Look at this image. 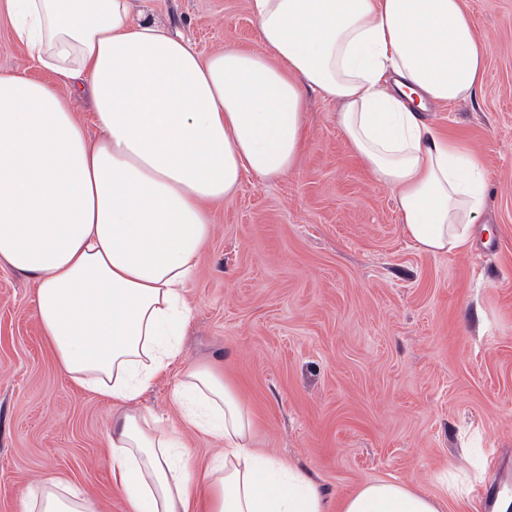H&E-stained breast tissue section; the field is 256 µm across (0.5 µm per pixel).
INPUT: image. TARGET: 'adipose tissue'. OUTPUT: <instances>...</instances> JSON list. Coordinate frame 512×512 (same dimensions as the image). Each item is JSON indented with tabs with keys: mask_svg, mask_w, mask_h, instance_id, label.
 Here are the masks:
<instances>
[{
	"mask_svg": "<svg viewBox=\"0 0 512 512\" xmlns=\"http://www.w3.org/2000/svg\"><path fill=\"white\" fill-rule=\"evenodd\" d=\"M0 1L57 78L0 74V265L36 279L60 368L116 402L109 466L129 512H444L442 498L384 479L331 506L291 462L252 448L251 415L213 368L185 369L172 392L183 419L222 443L205 471L139 398L183 356L210 204L244 175L295 168L308 93L336 103L337 127L420 250L469 246L485 172L425 117L484 83L489 48L463 0H249L263 51L207 56L136 17L133 0ZM85 92L87 124L69 104ZM23 512L98 506L48 476Z\"/></svg>",
	"mask_w": 512,
	"mask_h": 512,
	"instance_id": "1",
	"label": "adipose tissue"
}]
</instances>
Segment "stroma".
I'll list each match as a JSON object with an SVG mask.
<instances>
[{"label":"stroma","instance_id":"1","mask_svg":"<svg viewBox=\"0 0 512 512\" xmlns=\"http://www.w3.org/2000/svg\"><path fill=\"white\" fill-rule=\"evenodd\" d=\"M490 53L475 100L427 119L479 153L484 211L467 250L432 255L405 235L394 194L376 185L336 125L334 102L308 97L293 171L245 176L211 210L213 233L187 288L182 359L142 406L173 426L182 371L209 365L255 422L253 445L308 473L331 501L394 479L445 495L455 466L468 495L446 512H483L481 488L512 461V0H465ZM136 11L203 54L260 49L248 0H135ZM53 82L0 16V73ZM35 282L0 267V512L58 475L100 512H127L112 484L110 399L61 370L37 322Z\"/></svg>","mask_w":512,"mask_h":512}]
</instances>
